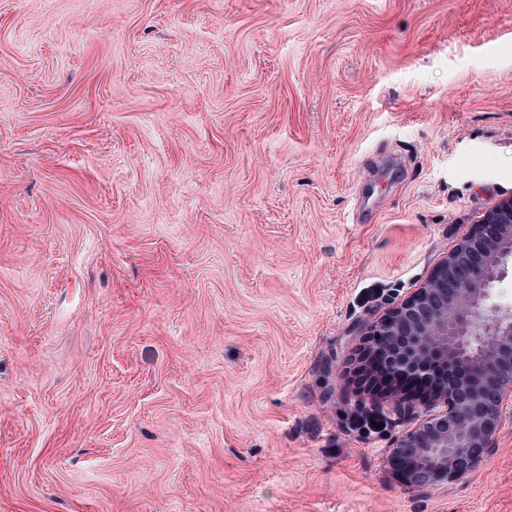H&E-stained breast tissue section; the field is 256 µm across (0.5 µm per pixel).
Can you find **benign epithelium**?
<instances>
[{
  "mask_svg": "<svg viewBox=\"0 0 512 512\" xmlns=\"http://www.w3.org/2000/svg\"><path fill=\"white\" fill-rule=\"evenodd\" d=\"M512 261V196L500 200L426 282L370 326L365 374L394 383L396 411L428 414L387 461L410 488L451 484L490 448L512 406V306L494 288Z\"/></svg>",
  "mask_w": 512,
  "mask_h": 512,
  "instance_id": "7a95c632",
  "label": "benign epithelium"
}]
</instances>
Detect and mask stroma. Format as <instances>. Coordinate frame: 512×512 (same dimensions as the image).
Segmentation results:
<instances>
[{
	"mask_svg": "<svg viewBox=\"0 0 512 512\" xmlns=\"http://www.w3.org/2000/svg\"><path fill=\"white\" fill-rule=\"evenodd\" d=\"M509 196L512 0H0V512H512L356 374Z\"/></svg>",
	"mask_w": 512,
	"mask_h": 512,
	"instance_id": "1",
	"label": "stroma"
}]
</instances>
